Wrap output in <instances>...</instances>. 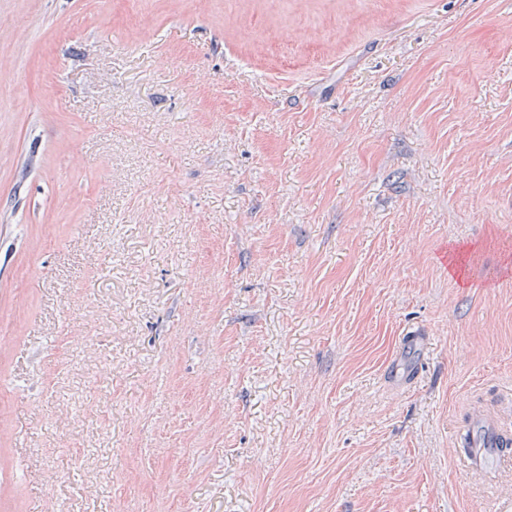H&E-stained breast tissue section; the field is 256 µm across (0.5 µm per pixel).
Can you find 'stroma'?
I'll use <instances>...</instances> for the list:
<instances>
[{
  "label": "stroma",
  "mask_w": 512,
  "mask_h": 512,
  "mask_svg": "<svg viewBox=\"0 0 512 512\" xmlns=\"http://www.w3.org/2000/svg\"><path fill=\"white\" fill-rule=\"evenodd\" d=\"M0 512H512V0H0ZM507 431L502 429L496 419L475 414L471 421V428L463 438L464 446L468 448L467 454L471 459L481 462L491 459L494 455L504 454L500 450L502 440H506Z\"/></svg>",
  "instance_id": "1"
}]
</instances>
